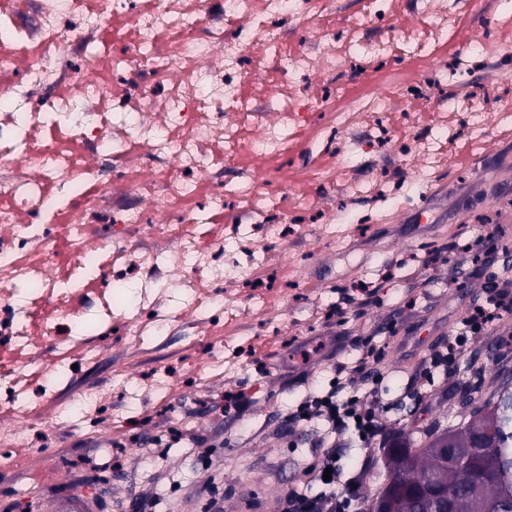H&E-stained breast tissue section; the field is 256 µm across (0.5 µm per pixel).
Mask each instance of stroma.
Masks as SVG:
<instances>
[{"label": "stroma", "mask_w": 512, "mask_h": 512, "mask_svg": "<svg viewBox=\"0 0 512 512\" xmlns=\"http://www.w3.org/2000/svg\"><path fill=\"white\" fill-rule=\"evenodd\" d=\"M492 137L496 149L488 154L465 137L452 146L457 194L436 183L427 202L415 199L385 212L351 249L317 255L285 305L279 333L261 337L250 351L245 378L150 401L151 421L138 441H129L117 420L105 429L78 418L50 427L53 403L83 391L111 395L118 365L131 360L139 372L171 365L185 347H204V337L179 331L134 357L111 339L94 366L48 387L35 377L39 363L29 366V401L19 418L27 433L25 464L17 471L0 468V512H44L70 486L102 499L106 512H205L200 491L211 478L235 498L224 512H271L280 483L318 452L314 423L290 435L279 432L281 417L306 395L327 391L337 380L354 389L376 387L385 401L376 410L379 422L407 433L446 413L458 384L475 385L474 400L482 402V374L499 367L488 345L505 344L512 358V314L485 335L467 337L466 357L451 370H436L430 380L436 391L421 400L406 392L409 372L392 346L394 336L410 328L447 345L470 305L485 303L490 278L512 279V118L495 125ZM477 156L484 162L475 169L469 160ZM477 224L488 226L493 248L477 250ZM313 337L319 349L310 359L291 361L288 370L271 367V360H291V352ZM240 396L246 408L238 415L225 402ZM337 463L347 476L363 469V497H376L381 464L375 448L346 433ZM21 486L30 496L19 501L13 492Z\"/></svg>", "instance_id": "stroma-1"}]
</instances>
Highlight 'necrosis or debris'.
<instances>
[{"mask_svg":"<svg viewBox=\"0 0 512 512\" xmlns=\"http://www.w3.org/2000/svg\"><path fill=\"white\" fill-rule=\"evenodd\" d=\"M485 6L418 0L410 24L395 0H365L336 31L321 21L338 0H0V335L17 367L51 337L55 354L41 371L50 382L71 369V352L85 363L99 357L93 338L121 336L137 350L169 335L179 316L224 330L189 379L219 367L238 380L244 332L276 324L284 303L262 271L299 248L343 250L355 231L336 218L304 223L319 201L280 180L300 165L290 132L317 126L307 179L350 203L360 183L319 157L385 150L403 118L411 131L395 144L408 175L370 190L410 201L459 132L483 142L496 120V105L459 78L469 58H497L493 33L465 39L455 66L436 58L460 13ZM292 30L303 49H289ZM401 54L433 61L430 74L301 91L348 61L372 72ZM439 86L449 90L447 111L420 123L409 106ZM214 212L232 219L210 229ZM130 276L140 292L121 313L113 286ZM176 380L125 367L119 385L129 401L163 399Z\"/></svg>","mask_w":512,"mask_h":512,"instance_id":"1","label":"necrosis or debris"}]
</instances>
